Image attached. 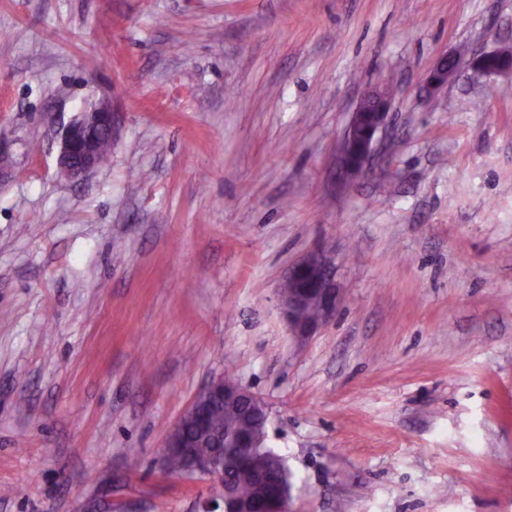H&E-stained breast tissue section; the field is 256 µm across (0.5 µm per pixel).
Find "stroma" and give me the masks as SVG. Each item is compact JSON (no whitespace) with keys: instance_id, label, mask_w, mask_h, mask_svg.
<instances>
[{"instance_id":"35a3bbf8","label":"stroma","mask_w":512,"mask_h":512,"mask_svg":"<svg viewBox=\"0 0 512 512\" xmlns=\"http://www.w3.org/2000/svg\"><path fill=\"white\" fill-rule=\"evenodd\" d=\"M504 47L512 0H0V512H198L159 457L220 377L294 512H512V75L471 65ZM101 99L111 159L66 180ZM319 249L340 301L300 343L280 288ZM455 57L445 54L441 56L434 67L427 73L425 84L432 92H437L448 85V79L456 72ZM390 98L375 88L365 95L352 113L349 125L340 144L344 167L350 174L363 171L373 156L379 134L385 128L389 116ZM367 120L369 130L362 136L360 129ZM114 130L110 101L98 102L77 113L60 134L58 165L61 175L73 180L83 179L105 163L112 148L107 143L102 145L100 164L97 139L103 136L112 145Z\"/></svg>"}]
</instances>
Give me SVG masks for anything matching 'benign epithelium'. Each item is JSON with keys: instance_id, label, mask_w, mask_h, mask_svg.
<instances>
[{"instance_id": "obj_1", "label": "benign epithelium", "mask_w": 512, "mask_h": 512, "mask_svg": "<svg viewBox=\"0 0 512 512\" xmlns=\"http://www.w3.org/2000/svg\"><path fill=\"white\" fill-rule=\"evenodd\" d=\"M478 71L493 75L512 71V55L505 51L481 53L474 59ZM455 57L443 55L427 73L425 84L433 92L448 85L456 72ZM390 98L376 88L365 95L352 113L349 125L340 144L344 167L350 174L363 171L373 156L379 134L389 116ZM115 130L112 102L101 101L77 113L63 128L59 138L58 165L61 175L79 180L100 167L97 139L103 136L112 142ZM288 279L300 281L304 287L296 294L283 295V306L292 325L295 338L308 339L322 325L329 323L336 314L338 295L330 278V263L324 252L315 251L298 261L290 270ZM315 309L310 316L307 310ZM213 400L224 401V406L245 407L267 422L265 403L249 390L226 378L208 383L196 396L183 416L171 429L160 457L165 465L170 449L187 448L184 437L185 422L202 418L206 407ZM195 475L207 477L218 485V490L202 506L203 512H256L252 503L235 497L224 485V466L216 465L213 458L203 456L193 464Z\"/></svg>"}]
</instances>
